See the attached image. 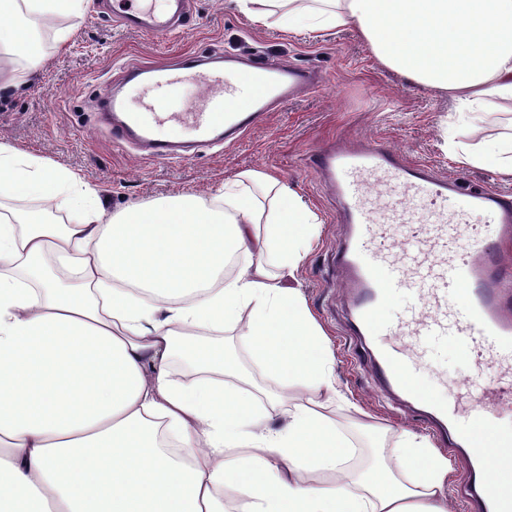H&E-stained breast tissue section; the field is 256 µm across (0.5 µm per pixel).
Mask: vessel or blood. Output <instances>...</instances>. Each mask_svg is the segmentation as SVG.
Listing matches in <instances>:
<instances>
[{"mask_svg":"<svg viewBox=\"0 0 512 512\" xmlns=\"http://www.w3.org/2000/svg\"><path fill=\"white\" fill-rule=\"evenodd\" d=\"M189 0H166L157 10L146 0H123L124 25L146 36L170 38L189 16ZM199 56H183L175 70L131 65L121 82L107 85L99 103L118 147L130 146L157 160L178 158L177 138L160 125L191 126L200 146L224 144L248 131L274 106L315 86L300 66L261 65L247 57L225 59V75L209 77L208 89L188 112L165 111L161 103L132 104L127 85L159 87L197 73ZM306 165L336 196L338 218L348 227L335 255L342 275L348 329L366 370L381 393L423 415L450 453L467 462L466 488L474 512H512V434L499 431L500 406L512 403V377L489 386H466V409L444 403L416 382L428 345L463 340L476 355L512 353V267L501 247L512 244V195L466 187L377 140L355 147H317ZM390 198L374 206L367 189ZM449 194L464 206L489 214L498 242L468 232L435 208ZM459 242L454 258L449 243ZM407 298L395 322L381 314L392 292Z\"/></svg>","mask_w":512,"mask_h":512,"instance_id":"vessel-or-blood-1","label":"vessel or blood"}]
</instances>
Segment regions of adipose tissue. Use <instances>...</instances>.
Wrapping results in <instances>:
<instances>
[{
	"instance_id": "obj_1",
	"label": "adipose tissue",
	"mask_w": 512,
	"mask_h": 512,
	"mask_svg": "<svg viewBox=\"0 0 512 512\" xmlns=\"http://www.w3.org/2000/svg\"><path fill=\"white\" fill-rule=\"evenodd\" d=\"M282 30L351 27L375 57L461 113L512 102V0H236ZM83 0H0V47L40 64L31 23ZM65 213H0V512H448L450 464L403 430L381 467L349 465L327 411L330 339L284 286L319 234L278 176L106 214L98 187L0 141V195ZM243 340L284 390L280 421L208 343ZM201 343L188 345L190 336ZM185 354L190 381L171 374ZM233 498H225V488Z\"/></svg>"
}]
</instances>
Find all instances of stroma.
<instances>
[{
    "instance_id": "35a3bbf8",
    "label": "stroma",
    "mask_w": 512,
    "mask_h": 512,
    "mask_svg": "<svg viewBox=\"0 0 512 512\" xmlns=\"http://www.w3.org/2000/svg\"><path fill=\"white\" fill-rule=\"evenodd\" d=\"M95 2L86 0L80 12L40 27L41 64L33 70L19 68L18 87L0 92V139L98 186L110 213L181 194L207 199L226 178L247 169H263L287 181L320 221L319 237L297 277L308 308L332 342L336 386L359 408L353 415L343 410L334 414L337 428L357 450L351 465L361 470L379 466L383 449L392 448L396 432L403 429L432 439L423 421L381 394L349 354L341 281L332 263L342 226L323 183L304 158L333 139L363 143L377 138L438 175L512 193V179L497 174L492 163L460 166L446 145L451 139L494 147L501 136L512 133V108H490L478 123L471 115L455 114L447 96L385 67L351 28L288 33L251 21L232 0H192L190 24L162 42L128 29L111 11H97ZM62 30L69 38L61 44L57 34ZM203 51L305 66L324 74L326 84L268 113L240 139L201 148L188 160L158 161L115 147L98 122L96 104L122 66L160 64ZM216 341L258 403L267 406L279 398L278 383L257 364L238 328H226ZM476 371L470 347L457 341L431 346L417 378L438 400L463 405L467 399L458 387Z\"/></svg>"
}]
</instances>
